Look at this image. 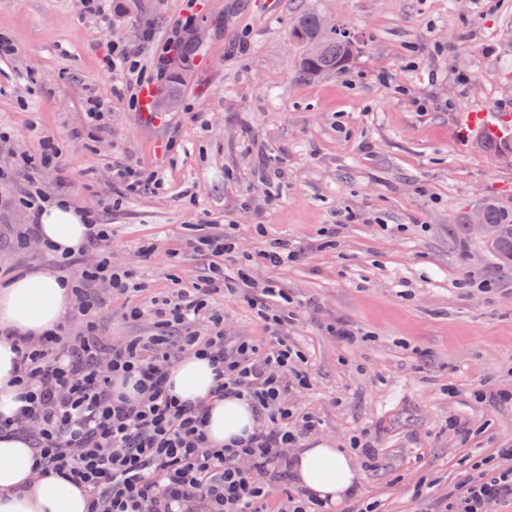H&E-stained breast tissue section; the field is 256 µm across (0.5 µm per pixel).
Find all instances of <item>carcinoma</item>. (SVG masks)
<instances>
[{"mask_svg":"<svg viewBox=\"0 0 512 512\" xmlns=\"http://www.w3.org/2000/svg\"><path fill=\"white\" fill-rule=\"evenodd\" d=\"M320 14L304 12L294 18L289 28V39L299 49L298 76L304 79L316 78L320 70L342 73L357 52L354 39L347 28L337 24L336 32L325 36L319 28ZM479 147L500 160L512 155V143L503 139H484ZM484 221L500 224L501 235L498 244L490 251L504 264L512 263V212L494 202L482 206Z\"/></svg>","mask_w":512,"mask_h":512,"instance_id":"obj_1","label":"carcinoma"}]
</instances>
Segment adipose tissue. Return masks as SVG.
Listing matches in <instances>:
<instances>
[{"mask_svg":"<svg viewBox=\"0 0 512 512\" xmlns=\"http://www.w3.org/2000/svg\"><path fill=\"white\" fill-rule=\"evenodd\" d=\"M41 242L61 256L80 251L90 233L92 215L66 193L43 204L33 217ZM73 305L67 275L31 269L0 283V418L14 417L24 387L20 381L17 337L37 341L56 328ZM170 392L182 402L207 408L205 431L217 446L246 438L259 424L246 401L212 393L214 370L208 359L188 356L169 372ZM35 455L18 436H0V512H89L83 488L62 479L34 477ZM294 481L311 497L341 502L359 485L350 455L325 441L311 440L292 456Z\"/></svg>","mask_w":512,"mask_h":512,"instance_id":"1","label":"adipose tissue"}]
</instances>
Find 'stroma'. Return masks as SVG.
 <instances>
[{
  "label": "stroma",
  "mask_w": 512,
  "mask_h": 512,
  "mask_svg": "<svg viewBox=\"0 0 512 512\" xmlns=\"http://www.w3.org/2000/svg\"><path fill=\"white\" fill-rule=\"evenodd\" d=\"M279 4L271 15L265 0H110L107 30L76 0H0V34L15 47L0 58V271L58 268L38 243L18 245L31 219L15 203L24 184L10 179L48 136L62 154L34 170L35 185L111 225L106 254L141 285L93 288L111 339L151 334L152 318L130 321L126 309L204 279L187 225H233L238 263L292 301L282 337L304 356L309 386L291 401L319 421L315 439L375 440L339 512H440L476 467H512L498 454L512 448V400L485 396L512 393V267L465 224L489 200L512 211V163L460 125L466 112L512 118V0ZM311 9L358 42L340 76L298 77L288 26ZM191 13L185 59L149 89L157 116L131 111L127 74L102 64L107 45L135 46L155 68ZM129 162L159 180L126 199L114 172ZM274 239L299 259L259 263ZM212 305L231 335L267 340L243 295ZM339 323L358 340L338 338Z\"/></svg>",
  "instance_id": "1"
}]
</instances>
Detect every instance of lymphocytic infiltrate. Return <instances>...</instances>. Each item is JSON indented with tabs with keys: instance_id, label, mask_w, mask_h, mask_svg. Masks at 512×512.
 <instances>
[{
	"instance_id": "1",
	"label": "lymphocytic infiltrate",
	"mask_w": 512,
	"mask_h": 512,
	"mask_svg": "<svg viewBox=\"0 0 512 512\" xmlns=\"http://www.w3.org/2000/svg\"><path fill=\"white\" fill-rule=\"evenodd\" d=\"M111 235L110 225H95L86 251L64 260L78 273L84 333L73 337L61 328L36 344L19 339L20 369L31 390L17 416L0 420V434L27 437L37 478L82 486L91 512H264L275 484L289 472L293 448L318 427L291 402L307 377L303 356L278 338L288 317L274 305L287 302V295L253 283L248 268L233 263V236H203L186 247L207 264L208 278L127 309L133 321L152 316L154 331L112 341L99 332L90 288L104 284L125 293L131 275L105 258L85 261L87 250L101 249ZM236 283L248 286L246 299L267 324L271 342L225 333L224 316L210 298ZM192 354L211 362L214 396L245 400L259 416V427L241 444H211L205 405L184 404L168 393L169 370ZM127 384L132 393L124 392ZM506 500H512V469L483 470L463 478L444 509L498 512Z\"/></svg>"
}]
</instances>
